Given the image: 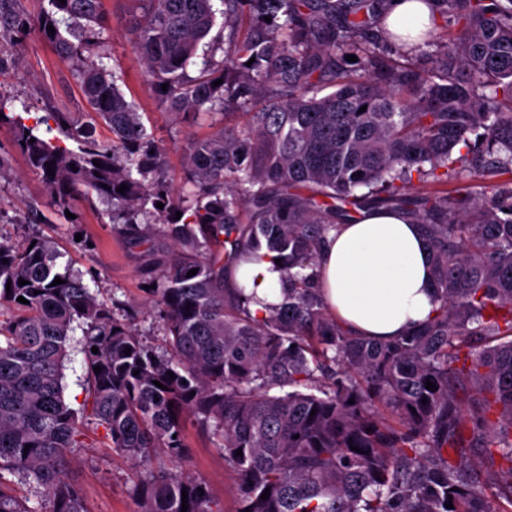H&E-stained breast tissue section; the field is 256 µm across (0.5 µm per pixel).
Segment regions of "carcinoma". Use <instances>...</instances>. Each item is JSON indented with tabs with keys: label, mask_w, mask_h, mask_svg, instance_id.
<instances>
[{
	"label": "carcinoma",
	"mask_w": 512,
	"mask_h": 512,
	"mask_svg": "<svg viewBox=\"0 0 512 512\" xmlns=\"http://www.w3.org/2000/svg\"><path fill=\"white\" fill-rule=\"evenodd\" d=\"M13 2L0 0V29L13 34L0 70L37 34L77 63L92 108L29 125L0 99V127L49 205L94 192L115 205L118 235H158L171 252L145 270L159 352L57 266L48 240L0 237V306L11 310L0 320V512H38L17 479L47 512H87L65 479L87 409L143 469L141 512H182L184 490L187 512H213L204 480L148 468L160 448L184 455L189 422L237 475V512H512V0H425L442 33L415 39L380 31L385 0H124L147 83L170 111L209 119L186 143L182 191L120 76L95 61L102 0H49L32 18ZM218 13L228 33L201 51ZM70 20L85 21L74 41L59 28ZM99 124L111 141L95 136ZM377 206L420 225L440 303L387 342L346 331L314 272L327 234ZM264 251L288 289L256 317L249 304L261 300L229 287L228 266ZM77 328L88 371L79 409L63 385ZM477 454L499 461L493 499Z\"/></svg>",
	"instance_id": "carcinoma-1"
}]
</instances>
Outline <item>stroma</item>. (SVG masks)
I'll use <instances>...</instances> for the list:
<instances>
[{"label": "stroma", "instance_id": "stroma-1", "mask_svg": "<svg viewBox=\"0 0 512 512\" xmlns=\"http://www.w3.org/2000/svg\"><path fill=\"white\" fill-rule=\"evenodd\" d=\"M122 8L121 0H103L110 24L100 34L99 52L106 67L121 70L120 87L136 102L143 123L163 144L166 177L180 189L185 185L184 145L189 137L206 134L208 128L173 115L147 87L144 66L122 31ZM0 98L8 101L11 111L27 112L32 121L50 111L77 118L90 110L75 63L61 59L49 42L35 34L28 37L15 62L0 71ZM0 156L8 160L7 168L0 171V235L18 243L34 233L49 240L59 265H70L101 299L136 305L135 328L144 340L165 348L156 310L143 285L146 268L166 251L167 242L157 237L145 244H130L113 229L111 205L94 194L74 199L65 212L49 207L44 185L29 171L4 127L0 128ZM82 424L85 444L73 449L66 476L81 489L87 512H139L140 501L132 492L135 468L112 449L92 416H85ZM184 442L185 458L160 451L151 461L152 469L202 477L221 512H236L237 477L225 466L221 451L191 424L185 427Z\"/></svg>", "mask_w": 512, "mask_h": 512}]
</instances>
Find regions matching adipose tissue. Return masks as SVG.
Wrapping results in <instances>:
<instances>
[{
    "mask_svg": "<svg viewBox=\"0 0 512 512\" xmlns=\"http://www.w3.org/2000/svg\"><path fill=\"white\" fill-rule=\"evenodd\" d=\"M317 264L323 300L352 335L388 340L423 326L439 306L427 242L401 212L360 211L330 232ZM228 282L256 292L250 310L257 316L284 297L285 282L269 256L236 263Z\"/></svg>",
    "mask_w": 512,
    "mask_h": 512,
    "instance_id": "1",
    "label": "adipose tissue"
}]
</instances>
